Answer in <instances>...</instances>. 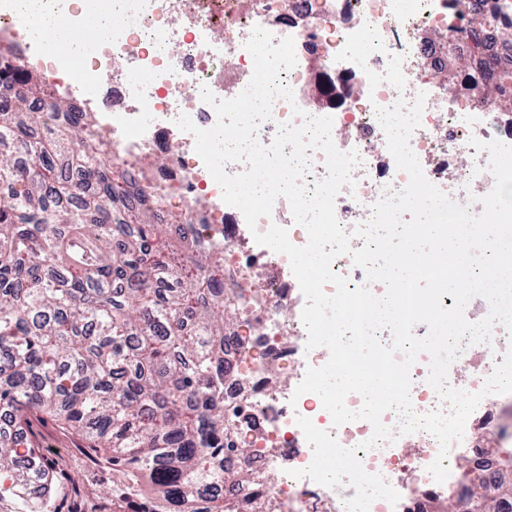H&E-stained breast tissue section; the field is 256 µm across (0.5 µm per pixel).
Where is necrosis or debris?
<instances>
[{
	"instance_id": "1",
	"label": "necrosis or debris",
	"mask_w": 512,
	"mask_h": 512,
	"mask_svg": "<svg viewBox=\"0 0 512 512\" xmlns=\"http://www.w3.org/2000/svg\"><path fill=\"white\" fill-rule=\"evenodd\" d=\"M80 26L87 13L112 12V28L86 57L51 52L42 45L43 19L23 0H0V39L13 42L25 67L37 68L79 107L90 108V122L106 143L115 167L134 172L161 201L164 213L194 224L203 242L224 258V295L237 319L224 331V356L233 373L224 380V420L235 432L234 450L225 451L224 469L248 468L256 475L250 491L273 497L280 512H346V494L294 478L309 466L313 450L297 423L312 420L346 448L356 451L367 472L381 474L399 493L400 512H431L435 498L465 502L470 487L465 470L512 484V464L474 439L451 446L449 476L439 483L429 475L439 444L426 431L373 440L364 420L336 427L320 398L296 395L307 368L329 359L326 348L306 350L301 320L305 298L285 255L258 245L243 214L227 205L222 190L195 150V139L175 124L188 115L200 127L215 124L214 109L201 98L209 87L221 99L238 95L249 83L253 59L244 44L254 27L275 39L292 37L297 63L280 72L292 100L278 99L258 139L271 144L278 126L293 121V107L334 119L339 150H357L354 191L335 201L337 218L352 231L368 221L371 206L408 182L397 169L376 110L398 99L425 94L421 125L410 139L427 179L460 204L481 213L480 196L494 186L488 152L470 147L471 139L512 144V110L478 104L466 85L490 88L512 99V0H42ZM456 35L441 45L437 35ZM460 62L464 90L448 95L433 72ZM107 82H100V75ZM168 164L148 168L153 155ZM481 358L462 350L449 367L450 387L481 390L501 363L512 336L494 325ZM430 357L420 354L411 369L415 410H446L427 382ZM373 440L368 450L363 441ZM249 447L248 457L237 450ZM390 503L373 501L369 512H390Z\"/></svg>"
}]
</instances>
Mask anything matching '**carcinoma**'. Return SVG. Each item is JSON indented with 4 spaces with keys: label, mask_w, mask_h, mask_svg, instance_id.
Returning a JSON list of instances; mask_svg holds the SVG:
<instances>
[{
    "label": "carcinoma",
    "mask_w": 512,
    "mask_h": 512,
    "mask_svg": "<svg viewBox=\"0 0 512 512\" xmlns=\"http://www.w3.org/2000/svg\"><path fill=\"white\" fill-rule=\"evenodd\" d=\"M46 106L49 111H41ZM0 416L50 418L151 489L149 512H277L224 472L221 257L166 224L132 172L105 163L86 115L0 53ZM30 156L27 172L16 164ZM25 501L53 480L32 438L0 434V476ZM512 485L480 479L468 512Z\"/></svg>",
    "instance_id": "cac0c4a2"
}]
</instances>
